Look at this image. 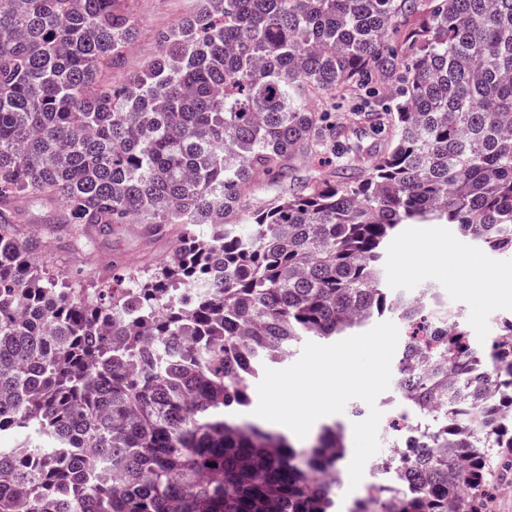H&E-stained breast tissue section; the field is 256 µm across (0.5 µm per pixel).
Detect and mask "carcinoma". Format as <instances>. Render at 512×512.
Instances as JSON below:
<instances>
[{"instance_id":"obj_1","label":"carcinoma","mask_w":512,"mask_h":512,"mask_svg":"<svg viewBox=\"0 0 512 512\" xmlns=\"http://www.w3.org/2000/svg\"><path fill=\"white\" fill-rule=\"evenodd\" d=\"M136 31L125 0H0V512H342L318 479L340 428L306 451L236 416L266 360L385 314L409 327L415 420L347 512H485L512 452V319L476 350L382 272L404 224L512 255V0H200L116 90ZM358 94L353 123L392 146L353 178L366 150L308 101ZM330 147L352 163L250 211L252 184ZM22 199L54 206L66 246L74 224H175L179 246L86 288L42 273Z\"/></svg>"}]
</instances>
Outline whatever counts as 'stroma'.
Returning a JSON list of instances; mask_svg holds the SVG:
<instances>
[{
    "mask_svg": "<svg viewBox=\"0 0 512 512\" xmlns=\"http://www.w3.org/2000/svg\"><path fill=\"white\" fill-rule=\"evenodd\" d=\"M138 35L120 65L107 73L113 86H123L141 71L159 50L158 35L190 16L197 0H126ZM335 154H296L288 173L280 181H264L252 188L250 206L263 209L286 197L293 186L313 173L336 171ZM93 248L72 252L55 238H45L41 265L52 275H61L90 285L104 283L115 274L155 267L169 256L175 245L146 237L137 224L109 229H86ZM452 256L458 271L441 266L443 256ZM486 276L485 293L474 290L475 277ZM383 283L391 293L404 297L421 295L424 289L439 292L443 308L467 325L476 345L495 336L502 321L512 318V257L493 251L463 236L453 224H412L392 242L383 269Z\"/></svg>",
    "mask_w": 512,
    "mask_h": 512,
    "instance_id": "stroma-1",
    "label": "stroma"
}]
</instances>
